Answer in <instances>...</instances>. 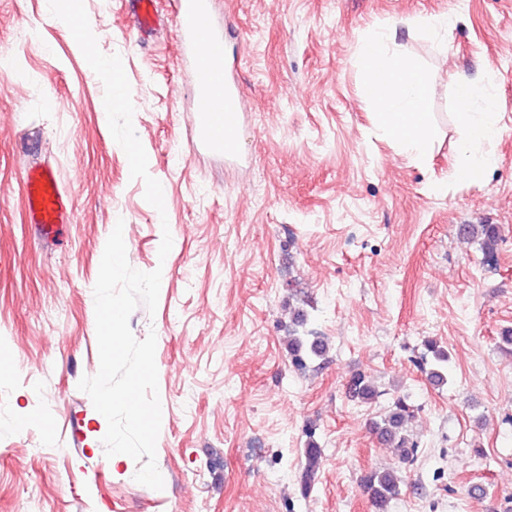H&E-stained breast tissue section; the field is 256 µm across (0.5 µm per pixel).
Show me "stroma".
I'll return each instance as SVG.
<instances>
[{
	"instance_id": "stroma-1",
	"label": "stroma",
	"mask_w": 512,
	"mask_h": 512,
	"mask_svg": "<svg viewBox=\"0 0 512 512\" xmlns=\"http://www.w3.org/2000/svg\"><path fill=\"white\" fill-rule=\"evenodd\" d=\"M84 4L123 60L166 211L131 178L104 86L48 0H0V512H374L361 481L384 468L401 477L388 512H512V0H214L246 98L236 165L189 144L174 19L140 44L126 0ZM439 14L444 51L420 24ZM390 26L431 81L422 160L381 135L362 92L360 47ZM459 73L485 82L501 129L467 183L448 178ZM36 160L73 201L52 240L25 213ZM119 222L130 265L165 268L155 313L130 317L157 338L160 490L106 457L107 421L78 388L99 370L93 288ZM466 224L497 226L494 256ZM296 334L325 353L296 365ZM428 338L450 353L446 385L420 362ZM359 373L372 403L348 395ZM399 396L416 409L407 464L370 429ZM305 465L302 473V490L305 495L313 489L317 473L321 466L322 454L319 446L314 440L307 443L304 448Z\"/></svg>"
}]
</instances>
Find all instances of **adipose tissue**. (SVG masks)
<instances>
[{"instance_id":"ef3b65f1","label":"adipose tissue","mask_w":512,"mask_h":512,"mask_svg":"<svg viewBox=\"0 0 512 512\" xmlns=\"http://www.w3.org/2000/svg\"><path fill=\"white\" fill-rule=\"evenodd\" d=\"M364 94L381 132L411 157H425L433 141L427 110L428 84L420 65L409 57L391 29L373 32L363 43ZM455 97L463 136L449 176L472 181L494 163L483 148L498 133L497 104L473 79L459 75Z\"/></svg>"}]
</instances>
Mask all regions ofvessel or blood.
<instances>
[{
  "label": "vessel or blood",
  "instance_id": "vessel-or-blood-1",
  "mask_svg": "<svg viewBox=\"0 0 512 512\" xmlns=\"http://www.w3.org/2000/svg\"><path fill=\"white\" fill-rule=\"evenodd\" d=\"M128 2L134 30L138 36L148 35L157 21L156 0ZM175 19L188 73L191 147L227 161L238 160V143L231 132L239 127L244 93L241 84L228 76L234 65L225 55L224 30L216 23L213 0H175ZM24 184L31 223L45 235H54L73 208L56 168L45 161L36 164L26 170Z\"/></svg>",
  "mask_w": 512,
  "mask_h": 512
}]
</instances>
